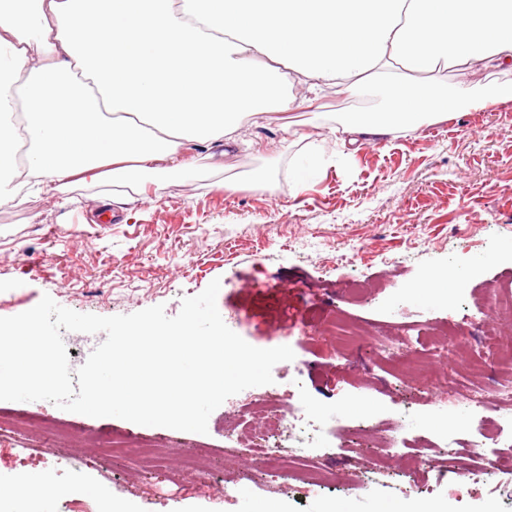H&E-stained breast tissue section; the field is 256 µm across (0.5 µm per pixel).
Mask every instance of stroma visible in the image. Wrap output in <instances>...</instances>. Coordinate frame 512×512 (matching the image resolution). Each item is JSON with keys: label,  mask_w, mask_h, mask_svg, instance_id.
I'll return each instance as SVG.
<instances>
[{"label": "stroma", "mask_w": 512, "mask_h": 512, "mask_svg": "<svg viewBox=\"0 0 512 512\" xmlns=\"http://www.w3.org/2000/svg\"><path fill=\"white\" fill-rule=\"evenodd\" d=\"M420 82L491 86L512 83L493 63L462 62L423 73ZM377 96L351 97L332 88L312 106L254 114L225 147L220 167L205 149L189 144L181 167L156 164L145 193H120L102 206L112 168L99 183L65 177L55 194L28 196L0 206V317L34 307L42 295L80 313L131 314L164 305L175 316L184 297L214 279L217 308L232 312L235 333L257 348L287 345L305 363L294 376L287 363L273 369L276 407L335 409L343 420L369 413L373 432L399 419L426 435L441 419V451L462 455L477 422L461 382L412 390L375 366L374 341L340 360L319 317L334 306L348 322L435 333L450 324L473 332L497 324L485 291L512 292V99L480 110L425 122L413 132L370 137L354 146L339 133L340 116L376 110ZM310 155L320 164L305 185L295 167ZM232 180L237 190H220ZM465 272L463 286L437 284L431 299L393 303L402 286L422 284L448 268ZM236 397L210 416L204 434L93 418L47 401H0V474L11 486L44 480L64 495L51 512L74 499L93 512H239L228 490L243 487L271 512H512V473L457 487L407 457L365 475L366 456L333 438L324 449L336 479L324 485L288 467H261L253 453L224 461V432L238 422ZM119 435L167 448L162 467L136 451L87 455L83 444ZM192 448L209 449L212 468L183 472ZM108 484L109 501L86 496L83 485Z\"/></svg>", "instance_id": "35a3bbf8"}]
</instances>
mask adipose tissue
Listing matches in <instances>:
<instances>
[{
    "mask_svg": "<svg viewBox=\"0 0 512 512\" xmlns=\"http://www.w3.org/2000/svg\"><path fill=\"white\" fill-rule=\"evenodd\" d=\"M469 60L512 71V0H0V206L22 202L23 174L50 194L109 163L146 186L185 144L221 146L256 112L290 110L287 70L315 94L359 95L358 75L379 76L382 108L342 125L356 141L512 98L396 78Z\"/></svg>",
    "mask_w": 512,
    "mask_h": 512,
    "instance_id": "ef3b65f1",
    "label": "adipose tissue"
}]
</instances>
